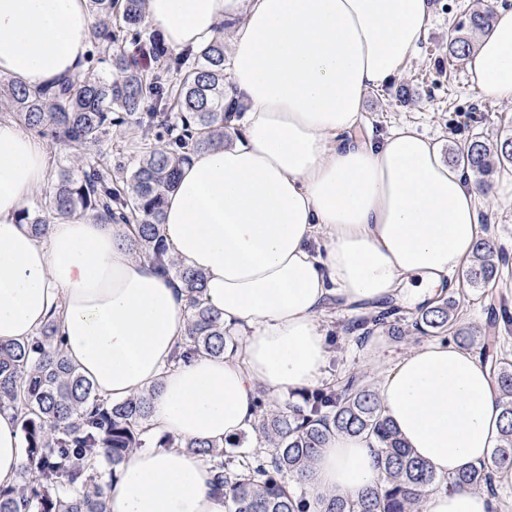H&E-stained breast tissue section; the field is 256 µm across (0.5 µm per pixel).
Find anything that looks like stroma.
Here are the masks:
<instances>
[{
    "label": "stroma",
    "mask_w": 512,
    "mask_h": 512,
    "mask_svg": "<svg viewBox=\"0 0 512 512\" xmlns=\"http://www.w3.org/2000/svg\"><path fill=\"white\" fill-rule=\"evenodd\" d=\"M473 2L431 0V15L416 56L390 84L369 91L365 97L366 131L377 137L391 127L410 123L420 133L440 140L447 157L473 134L491 141L500 135L504 124L512 119V103L480 97L471 87L466 66L448 64V34ZM478 210L484 217L479 224L480 236L492 240L506 255L507 263L500 277L481 289L470 287L464 273L456 272L458 287L450 296L459 304L463 324L480 331L495 324L498 354L512 360V201L483 200ZM357 317V312L336 307L322 317L330 344L324 384L341 385L354 374L374 383L376 373L367 365L369 356L377 354L388 361L425 341L416 333L404 343L382 330L358 338L347 329Z\"/></svg>",
    "instance_id": "obj_1"
}]
</instances>
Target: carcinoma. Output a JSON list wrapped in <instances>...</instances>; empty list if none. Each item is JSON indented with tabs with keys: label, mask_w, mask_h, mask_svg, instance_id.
<instances>
[{
	"label": "carcinoma",
	"mask_w": 512,
	"mask_h": 512,
	"mask_svg": "<svg viewBox=\"0 0 512 512\" xmlns=\"http://www.w3.org/2000/svg\"><path fill=\"white\" fill-rule=\"evenodd\" d=\"M145 0H89L100 18L92 31L96 47L109 51L110 74L94 69L95 53L86 67L57 86L30 89L13 79H0V102L12 117L49 144L70 143L83 152L57 172L41 208L25 209L21 222L36 235L56 220L90 215L103 224L132 228V251L172 277L188 297L189 320L183 349L221 356L234 346L219 313L203 300L202 272L168 255L160 236L165 194L180 168L201 151L224 146V131L240 119L239 102L224 93V36L199 53L177 55L142 39ZM494 11L478 6L465 14L448 35V57L462 62L474 49L471 33H487ZM128 38L138 54L163 60L153 70L139 65L126 50L112 48ZM136 125L141 151L130 176L118 177L95 147L112 127ZM455 163L489 190L494 167H512V130L493 144L474 134L455 153ZM502 261L487 238L479 237L465 277L481 288L500 276ZM395 306L365 317L349 327L366 336L393 326ZM413 329L424 335L452 332L468 349L472 330L458 322L456 302L443 298L419 309ZM497 403L503 420L502 438L489 464L448 476V490L468 489L497 496L496 477L512 472V363L491 361ZM19 414L26 443L21 481L0 488V512H109L101 468L116 475L134 449L142 447L151 415L150 397L137 395L113 403L98 396L91 382L68 361L57 317H51L23 342H0V409ZM256 436L269 452L256 463H235L224 446L199 439L168 444L198 456L215 473L214 490L224 495L228 512H419L421 497L439 484L424 461L414 457L385 415L375 390L353 376L344 385L317 389L303 405L286 404L264 410L257 400ZM369 437L376 447L379 482L355 498L295 494L285 479L303 484L315 457L336 434Z\"/></svg>",
	"instance_id": "carcinoma-1"
}]
</instances>
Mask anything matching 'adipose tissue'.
Segmentation results:
<instances>
[{"label": "adipose tissue", "instance_id": "ef3b65f1", "mask_svg": "<svg viewBox=\"0 0 512 512\" xmlns=\"http://www.w3.org/2000/svg\"><path fill=\"white\" fill-rule=\"evenodd\" d=\"M171 51L232 35L229 95L247 112L231 141L181 168L162 236L203 272L204 298L241 336L223 356L173 361L187 300L133 257L130 231L74 217L35 236L20 221L48 179L45 142L0 117V341L29 339L58 316L69 362L99 396L151 393L149 431L227 448L253 432L260 392L317 386L331 306L429 305L453 288L478 237L477 187L437 141L400 125L362 134L368 91L415 55L428 0H146ZM94 19L87 0H0V76L39 88L79 70ZM483 96L512 102V10L498 9L470 54ZM386 415L438 478L487 464L502 422L490 367L453 341L381 364ZM25 463L20 423L0 411V487ZM379 479L371 442L336 435L309 496L358 495ZM109 512H225L213 474L181 448L134 451L106 487ZM421 512H492L471 490H431Z\"/></svg>", "mask_w": 512, "mask_h": 512}]
</instances>
